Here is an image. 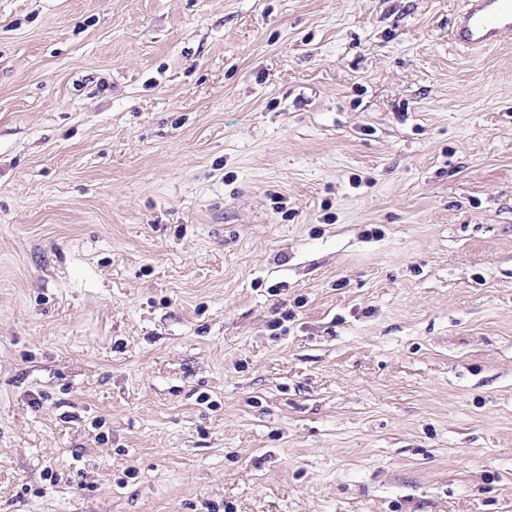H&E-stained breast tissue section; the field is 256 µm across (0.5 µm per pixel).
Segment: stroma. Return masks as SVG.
Returning <instances> with one entry per match:
<instances>
[{
  "mask_svg": "<svg viewBox=\"0 0 512 512\" xmlns=\"http://www.w3.org/2000/svg\"><path fill=\"white\" fill-rule=\"evenodd\" d=\"M464 2L0 0V512H512Z\"/></svg>",
  "mask_w": 512,
  "mask_h": 512,
  "instance_id": "stroma-1",
  "label": "stroma"
}]
</instances>
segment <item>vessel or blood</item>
Masks as SVG:
<instances>
[{"label":"vessel or blood","instance_id":"1","mask_svg":"<svg viewBox=\"0 0 512 512\" xmlns=\"http://www.w3.org/2000/svg\"><path fill=\"white\" fill-rule=\"evenodd\" d=\"M454 40L467 48L512 40V0H466L455 23Z\"/></svg>","mask_w":512,"mask_h":512}]
</instances>
